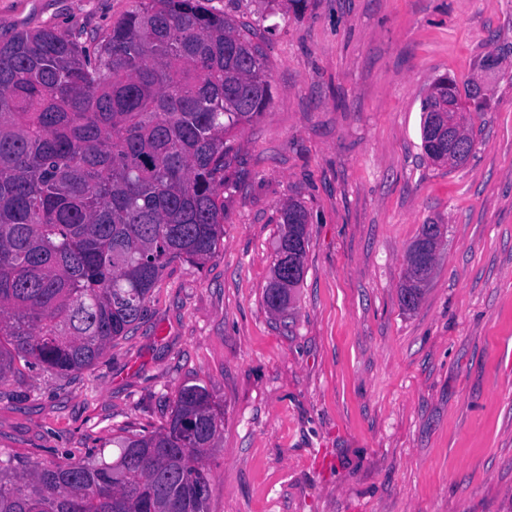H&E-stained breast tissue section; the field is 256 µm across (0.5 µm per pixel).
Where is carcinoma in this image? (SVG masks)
Wrapping results in <instances>:
<instances>
[{
  "mask_svg": "<svg viewBox=\"0 0 512 512\" xmlns=\"http://www.w3.org/2000/svg\"><path fill=\"white\" fill-rule=\"evenodd\" d=\"M306 10L308 0H266ZM257 33L205 0H133L100 34L43 26L0 41V384L18 366L57 375L98 361L133 332L168 264H204L223 238L226 170L235 133L270 108L272 85ZM485 93L435 79L421 103L422 148L432 145L440 104L457 106L468 152L467 108ZM264 293L288 309L303 277L305 206L280 210ZM399 288L408 310L423 289ZM224 437V407L201 384L173 395L167 421L112 438L118 452L67 466L0 457V512H207L205 460Z\"/></svg>",
  "mask_w": 512,
  "mask_h": 512,
  "instance_id": "carcinoma-1",
  "label": "carcinoma"
}]
</instances>
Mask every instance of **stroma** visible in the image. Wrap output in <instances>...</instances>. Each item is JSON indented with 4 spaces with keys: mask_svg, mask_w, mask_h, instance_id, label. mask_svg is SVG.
Instances as JSON below:
<instances>
[{
    "mask_svg": "<svg viewBox=\"0 0 512 512\" xmlns=\"http://www.w3.org/2000/svg\"><path fill=\"white\" fill-rule=\"evenodd\" d=\"M130 6L0 0V41L103 32ZM275 21L273 100L237 134L220 247L170 263L136 331L91 367L0 385V453L82 462L202 383L224 408L207 512H512V0H309ZM442 75L486 86L459 168L421 147ZM291 198L309 247L274 316L263 294ZM425 224L445 234L409 312L397 291Z\"/></svg>",
    "mask_w": 512,
    "mask_h": 512,
    "instance_id": "stroma-1",
    "label": "stroma"
}]
</instances>
